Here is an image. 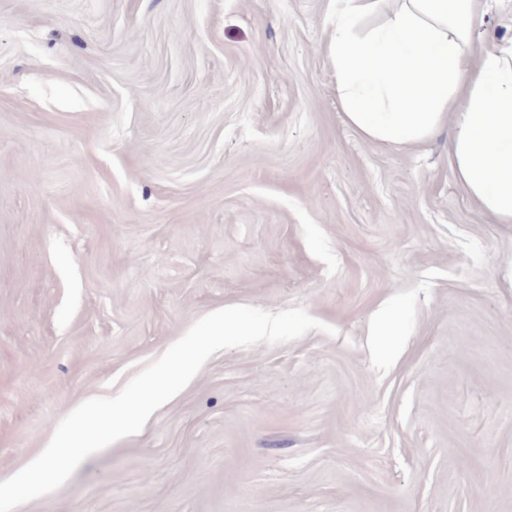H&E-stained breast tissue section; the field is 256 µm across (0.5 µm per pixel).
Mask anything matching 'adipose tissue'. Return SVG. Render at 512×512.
I'll return each instance as SVG.
<instances>
[{"mask_svg":"<svg viewBox=\"0 0 512 512\" xmlns=\"http://www.w3.org/2000/svg\"><path fill=\"white\" fill-rule=\"evenodd\" d=\"M382 0H336L327 58L344 120L393 145L452 129L448 162L473 202L512 224V38L480 40L488 0H400L380 27L361 22Z\"/></svg>","mask_w":512,"mask_h":512,"instance_id":"ef3b65f1","label":"adipose tissue"}]
</instances>
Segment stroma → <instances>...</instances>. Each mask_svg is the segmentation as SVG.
<instances>
[{
	"label": "stroma",
	"mask_w": 512,
	"mask_h": 512,
	"mask_svg": "<svg viewBox=\"0 0 512 512\" xmlns=\"http://www.w3.org/2000/svg\"><path fill=\"white\" fill-rule=\"evenodd\" d=\"M333 0H0V481L198 319L304 306L15 512H512V224L343 121Z\"/></svg>",
	"instance_id": "obj_1"
}]
</instances>
